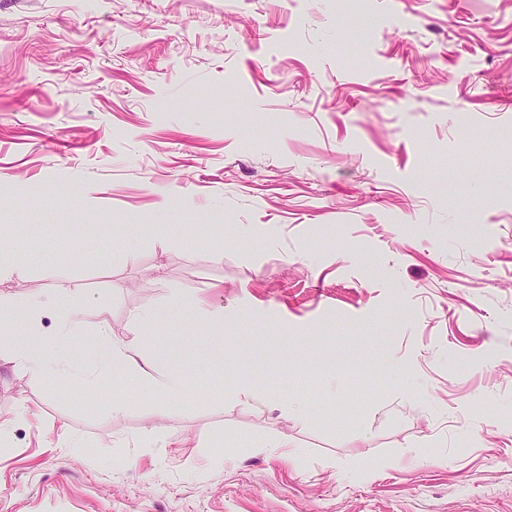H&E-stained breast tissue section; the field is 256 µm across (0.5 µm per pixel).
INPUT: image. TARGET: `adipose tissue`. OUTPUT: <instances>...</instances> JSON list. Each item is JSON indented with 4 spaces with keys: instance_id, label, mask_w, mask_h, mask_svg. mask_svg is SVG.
Instances as JSON below:
<instances>
[{
    "instance_id": "obj_1",
    "label": "adipose tissue",
    "mask_w": 512,
    "mask_h": 512,
    "mask_svg": "<svg viewBox=\"0 0 512 512\" xmlns=\"http://www.w3.org/2000/svg\"><path fill=\"white\" fill-rule=\"evenodd\" d=\"M54 313L56 328L51 341L31 332L26 346L12 348L0 356L5 363L26 368L31 373L70 375L71 359L68 343L83 330L82 303L64 300L58 291L40 292L20 302L0 300V317L34 322L37 316ZM108 366L121 374H132L149 381L160 392L178 388V381L165 373L154 359L145 356L136 342L115 340L109 346Z\"/></svg>"
}]
</instances>
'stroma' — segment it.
<instances>
[{"instance_id":"1","label":"stroma","mask_w":512,"mask_h":512,"mask_svg":"<svg viewBox=\"0 0 512 512\" xmlns=\"http://www.w3.org/2000/svg\"><path fill=\"white\" fill-rule=\"evenodd\" d=\"M367 9L0 0V296L98 372L0 368V512H512V0ZM60 290L63 289L36 293L21 302L0 300L1 320L17 318L31 326L28 344L7 350L3 362L25 367L37 375H70L72 363L67 345L83 331L82 302L78 299L62 300ZM46 312L56 315V328L50 342L44 341L35 329L36 317ZM108 366L120 374H132L149 381L159 392L179 387V382L165 373L154 359L145 356L135 341L112 340Z\"/></svg>"}]
</instances>
